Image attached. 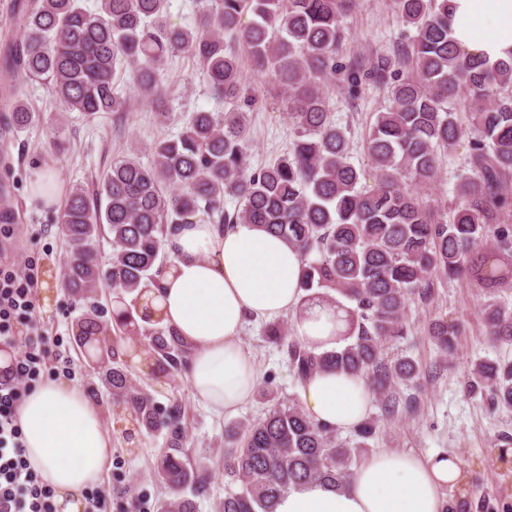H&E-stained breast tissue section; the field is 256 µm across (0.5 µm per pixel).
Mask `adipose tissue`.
<instances>
[{
  "instance_id": "adipose-tissue-1",
  "label": "adipose tissue",
  "mask_w": 512,
  "mask_h": 512,
  "mask_svg": "<svg viewBox=\"0 0 512 512\" xmlns=\"http://www.w3.org/2000/svg\"><path fill=\"white\" fill-rule=\"evenodd\" d=\"M453 36L467 52L490 60L512 56V0H454ZM158 286L140 298L142 317L174 327L189 348L185 379L196 398L218 415L247 402L258 378L240 335L248 319L270 321L294 313L295 334L329 348L346 314L305 301L301 257L282 238L253 224L218 231L185 224L167 245ZM304 410L341 431L367 416L366 379L324 370L300 388ZM25 454L40 480L55 491L58 512H84V492L112 460V433L103 411L72 380H44L19 408ZM468 474L451 454L422 458L382 449L359 466L342 489L305 483L277 501L275 512H442L447 491H464Z\"/></svg>"
}]
</instances>
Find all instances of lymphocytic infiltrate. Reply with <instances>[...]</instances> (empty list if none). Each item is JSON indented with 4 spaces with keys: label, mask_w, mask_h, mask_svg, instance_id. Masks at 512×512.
Instances as JSON below:
<instances>
[{
    "label": "lymphocytic infiltrate",
    "mask_w": 512,
    "mask_h": 512,
    "mask_svg": "<svg viewBox=\"0 0 512 512\" xmlns=\"http://www.w3.org/2000/svg\"><path fill=\"white\" fill-rule=\"evenodd\" d=\"M37 283L33 262L0 265V340L12 341L16 325L36 324ZM61 344V338L37 335L0 372V512H55L53 489L39 481L26 459L17 415L22 397L44 377L75 378L71 364L57 358Z\"/></svg>",
    "instance_id": "lymphocytic-infiltrate-1"
}]
</instances>
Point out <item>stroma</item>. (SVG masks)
<instances>
[{
	"instance_id": "obj_1",
	"label": "stroma",
	"mask_w": 512,
	"mask_h": 512,
	"mask_svg": "<svg viewBox=\"0 0 512 512\" xmlns=\"http://www.w3.org/2000/svg\"><path fill=\"white\" fill-rule=\"evenodd\" d=\"M343 24L349 33L340 56L345 64L356 60L371 67L383 58L396 60L406 41L407 29L397 17L393 0H359L358 8L345 16ZM243 75L245 88H257L263 94L249 112V160L258 167L287 152L290 120L283 92L276 83L248 67ZM168 78L178 91L164 107L131 91L127 94L126 111L104 112L92 121L81 113L69 112L60 126L46 119L12 131L8 148L15 176L8 194L17 220L6 250L18 261L36 262L37 317L48 336L63 337L62 355L74 363L77 381L101 406L105 421L112 428V464L98 485L106 495L107 512H120V504L133 495L142 496L146 508L156 512L160 500L167 496L156 464L167 448L168 433L129 430L116 422L112 400L100 380V369L81 356L72 324L84 304L66 291L53 288V276L67 259L57 218L70 188L79 185L94 189L101 171L131 146L147 149L161 139L176 136L191 112L226 110V103L212 95L202 71L187 55L171 59ZM324 93L336 124L346 132L352 162L366 171L364 186H371L365 139L376 112L387 104L385 86L367 80L354 95L340 79L333 78L325 83ZM164 111L169 114L165 120L160 117ZM469 151V139H462L444 157L436 179L427 188L429 199L445 210L454 208L453 186ZM43 168L54 171L59 180L58 199L51 206L33 199L29 192L32 178ZM482 304L479 290L464 277L435 284L430 300L408 304L410 332L406 338L389 342L388 350L395 356L410 357L419 365L417 383L401 389L402 394H416L418 409L412 414L385 418L378 406H371L368 416L377 420L378 430L368 448L373 452L390 449L421 456L457 455L469 473L470 487L478 489L487 504L498 510L502 504L512 505V476L507 475L498 458L503 436L512 437V411L490 410L481 399L468 396L464 379L475 360L512 358V346L491 341L482 319ZM441 316L458 320L461 325L456 351L448 358L440 356L427 336L430 321ZM262 329V323L251 320L241 333V344L259 379L250 401L232 415L211 413L195 399L177 371H166L160 378L135 366L130 369L162 406L176 404L182 410L184 450L199 464L207 487L205 494L195 497L194 512H215L217 503L224 498L225 429L243 419H259L274 404L300 396V386L282 352L268 343Z\"/></svg>"
}]
</instances>
